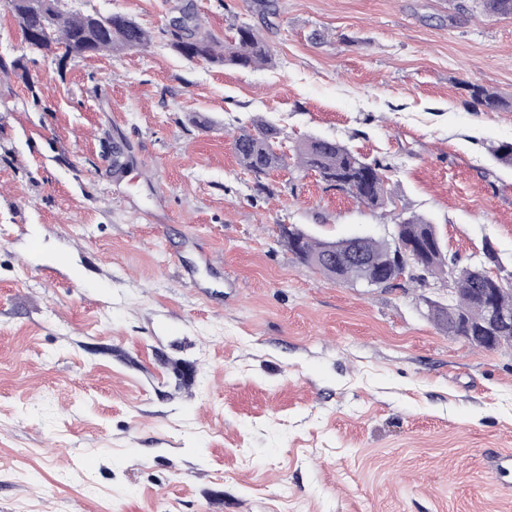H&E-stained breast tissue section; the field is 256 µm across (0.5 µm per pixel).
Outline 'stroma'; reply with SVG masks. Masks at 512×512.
<instances>
[{"label": "stroma", "mask_w": 512, "mask_h": 512, "mask_svg": "<svg viewBox=\"0 0 512 512\" xmlns=\"http://www.w3.org/2000/svg\"><path fill=\"white\" fill-rule=\"evenodd\" d=\"M189 2L220 40L254 26L273 65L176 53ZM65 7L129 14L151 42L63 63L0 5V61L25 68L0 72V512H512V348L441 331L444 281L336 283L280 239L392 236L297 168L319 135L387 159L396 210L512 283V167L489 152L512 105L476 111L465 89L512 102V18L473 0ZM256 117L287 154L260 180L232 148Z\"/></svg>", "instance_id": "stroma-1"}]
</instances>
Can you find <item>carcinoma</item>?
<instances>
[{
  "mask_svg": "<svg viewBox=\"0 0 512 512\" xmlns=\"http://www.w3.org/2000/svg\"><path fill=\"white\" fill-rule=\"evenodd\" d=\"M482 12L489 17L512 16V0H475ZM5 6L17 24L28 31L27 46L43 53H64V56L81 58L102 52H119L138 49L150 42L149 33L126 14H82L62 8V0H49L41 9L27 5L26 0H5ZM182 26L170 31L171 47L188 60L203 59L254 68L272 62V51L267 42L251 26H238L236 38L223 42L195 23L191 5L182 12ZM473 102L486 111H498L508 102L492 89L477 83L468 84ZM281 130L262 118L252 120L233 136V151L238 164L245 171L259 178L281 167L286 154L278 151ZM299 169L319 174L329 187L351 195L371 210L386 206L391 197L389 172L391 164L384 158H368L347 146L321 136L310 135L293 147ZM401 226V236L413 243L430 247L421 275L415 281L424 283L430 277L452 276L455 291L448 296V303L433 301L430 311L436 322L448 328V311L454 310L474 324L484 322V310L473 301L481 288L495 284L484 270L469 265L461 267L448 257L443 247L436 245L434 228L422 215L401 212L394 218ZM284 242L301 263L317 264V270L327 278L337 281L339 276L357 283L380 277L379 271L368 263L342 262L355 251L368 256L382 255L388 241L372 237L318 239L305 231L290 228L282 232Z\"/></svg>",
  "mask_w": 512,
  "mask_h": 512,
  "instance_id": "1",
  "label": "carcinoma"
}]
</instances>
